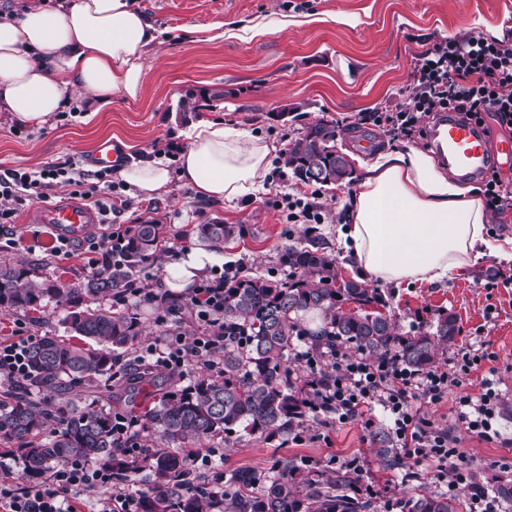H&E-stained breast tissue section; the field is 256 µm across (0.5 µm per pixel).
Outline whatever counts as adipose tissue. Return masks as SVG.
Returning <instances> with one entry per match:
<instances>
[{
    "mask_svg": "<svg viewBox=\"0 0 512 512\" xmlns=\"http://www.w3.org/2000/svg\"><path fill=\"white\" fill-rule=\"evenodd\" d=\"M153 25L136 0H70L55 10L33 5L0 20V110L46 127L72 97L93 109L113 94L138 99ZM270 147L249 131L203 121L189 134L177 171L161 161L118 169L135 195L166 193L172 177L205 199L255 193L270 167ZM339 242L362 272L385 284L442 283L483 254L512 262V249L487 236L489 214L473 187L453 179L414 145L377 153L366 166ZM213 250L198 246L164 268L166 288L183 290L205 274Z\"/></svg>",
    "mask_w": 512,
    "mask_h": 512,
    "instance_id": "adipose-tissue-1",
    "label": "adipose tissue"
}]
</instances>
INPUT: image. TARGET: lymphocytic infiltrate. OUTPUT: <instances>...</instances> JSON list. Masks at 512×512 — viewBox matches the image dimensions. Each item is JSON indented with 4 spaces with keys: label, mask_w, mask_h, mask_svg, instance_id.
I'll list each match as a JSON object with an SVG mask.
<instances>
[{
    "label": "lymphocytic infiltrate",
    "mask_w": 512,
    "mask_h": 512,
    "mask_svg": "<svg viewBox=\"0 0 512 512\" xmlns=\"http://www.w3.org/2000/svg\"><path fill=\"white\" fill-rule=\"evenodd\" d=\"M411 78L404 105L367 116L369 122L385 127L391 139L422 135L420 117L439 112L461 113L483 128L492 121L512 126V39H489L476 32L445 38L418 55ZM67 179L68 169L60 166L1 175L0 239L14 242L17 231L11 219L20 205L46 198L52 186ZM73 182L103 216L99 233L83 244L90 255L91 275L101 276L120 263L125 248V229L112 223V172L82 173ZM234 272L231 266L213 270L184 296V306L198 323L192 336L168 329L137 344L132 362L149 370L163 368L178 384L190 380L197 366L223 374L225 343L240 348L249 343L248 337L224 334V280ZM14 335L13 341L0 342V388L29 373L28 351L34 339L19 329ZM491 358L481 344L457 352L443 365L417 371L395 354L366 356L339 344L327 351L296 348L289 360L307 392L308 413L347 423L365 411L380 409L389 422L394 448L412 464L408 478H415L416 467L422 465L438 470L449 492L469 491L471 512H498L497 501L475 481L457 437L419 409L423 403H442ZM456 405L458 421L469 433L488 441L498 437L499 395L491 380H483L479 394L459 396ZM88 498L94 502L93 512H137L133 484L114 478L111 469L94 460H69L34 485L14 478L9 465L0 466V512H81Z\"/></svg>",
    "instance_id": "obj_1"
}]
</instances>
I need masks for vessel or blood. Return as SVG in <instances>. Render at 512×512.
<instances>
[{
  "mask_svg": "<svg viewBox=\"0 0 512 512\" xmlns=\"http://www.w3.org/2000/svg\"><path fill=\"white\" fill-rule=\"evenodd\" d=\"M430 145L440 154L444 164L457 178L468 181L490 166L512 167V136L490 144L480 128L448 115L430 133ZM123 158L115 141H100L86 158L95 169L113 167ZM32 223L49 225L67 239L83 238L89 228L99 224L102 215L79 202H58L35 207Z\"/></svg>",
  "mask_w": 512,
  "mask_h": 512,
  "instance_id": "1",
  "label": "vessel or blood"
}]
</instances>
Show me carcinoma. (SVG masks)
<instances>
[{
    "label": "carcinoma",
    "instance_id": "1",
    "mask_svg": "<svg viewBox=\"0 0 512 512\" xmlns=\"http://www.w3.org/2000/svg\"><path fill=\"white\" fill-rule=\"evenodd\" d=\"M336 124L319 120L304 130L283 155L284 164L304 184H336L351 177L346 156L336 152ZM236 227L221 222L197 225V235L217 250L234 237ZM168 240L166 225L155 221L129 226L122 263L107 275L75 282L42 277L32 261L0 263V311L40 312L53 302L66 311L68 336L46 334L30 350L28 378L4 391L0 403V440L17 445L24 459L22 479L40 483L73 457L93 458L124 478L140 475L138 512H367L370 503L346 493L350 478L322 482L318 471L300 469L288 460L274 468L251 469L222 477L224 497L188 490L202 484L187 469L183 446L213 440L241 427L269 438L301 426V412L288 353L306 336L315 346L337 343L367 355L392 352L407 367L425 371L439 350L454 342L456 319L441 315L432 332L411 335L393 316L376 289L344 280L335 261L315 245L288 248L284 279L237 273L224 284V335L246 332L245 350L224 345V376H201L185 391L156 383L152 372L138 370L122 382L133 392L146 385L151 405L142 414L143 429L165 444L146 458L124 456L112 436V410L92 401L85 406L66 399L46 408L42 390L61 392L88 386L112 392V361L117 350L129 351L144 335L138 314L108 305L131 287L130 274L156 260ZM378 457L397 466L388 432L374 433ZM405 512H462V503L442 493L411 496Z\"/></svg>",
    "mask_w": 512,
    "mask_h": 512
}]
</instances>
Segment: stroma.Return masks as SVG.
Instances as JSON below:
<instances>
[{
	"instance_id": "stroma-1",
	"label": "stroma",
	"mask_w": 512,
	"mask_h": 512,
	"mask_svg": "<svg viewBox=\"0 0 512 512\" xmlns=\"http://www.w3.org/2000/svg\"><path fill=\"white\" fill-rule=\"evenodd\" d=\"M158 32L145 55L146 77L135 101L113 95L99 112H88L75 99L58 113L52 126L37 129L15 122L0 112V173L8 169L37 171L49 164L83 169L82 158L103 139L118 141L124 164L156 158L165 144L186 147L192 124L224 120L258 135L282 158L289 142L303 128L325 119L336 124V149L349 159L361 154L357 145L367 136L375 148L389 146L383 127L358 123L362 112L392 110L409 92L418 54L448 36L470 32L512 33V0H138ZM288 20V27L262 36H250L245 26ZM199 96L193 112L180 111L188 95ZM356 179L312 189L294 178L286 166L268 172L263 189L227 202L198 198L188 187L173 182L168 193L152 199L135 197L128 188L120 193L126 203L112 213L125 226L145 221L166 224L169 240L159 260L141 275L144 287L160 292L165 263L197 245L194 227L206 222L236 225L238 232L224 244L225 262L239 264L250 274L276 279L288 272L281 257L289 246L305 240L303 225L287 223L271 200L277 194L315 195L324 222L310 236L336 261L340 278L355 279L337 244L338 229L347 224V207ZM46 261L47 274L68 281L87 277L88 257L74 251L54 260L44 249L29 252L0 246V260ZM496 257L485 254L462 273L440 284H378L386 311L411 330L416 314H423L422 331L432 330L440 314L457 319L458 333L438 353L445 363L457 350L484 341L493 352L460 387V394H476L482 375L492 374L502 409L497 418L500 440L489 442L466 433L458 424L454 398L424 407V414L459 439L472 460L476 479L487 489L512 481V285L488 289L486 279L499 269ZM62 309L48 305L39 322L21 312L0 315V336L16 326L39 337L52 331L64 334ZM374 414L372 427L363 422L336 425L308 422L302 441L279 435L232 433L214 440L229 474L241 468H268L288 459L301 467L319 470L323 477L341 473V460L363 461L362 481L389 489L404 500L419 493H441L436 475L421 482L403 483L406 463L385 469L377 457L373 435L381 427Z\"/></svg>"
}]
</instances>
